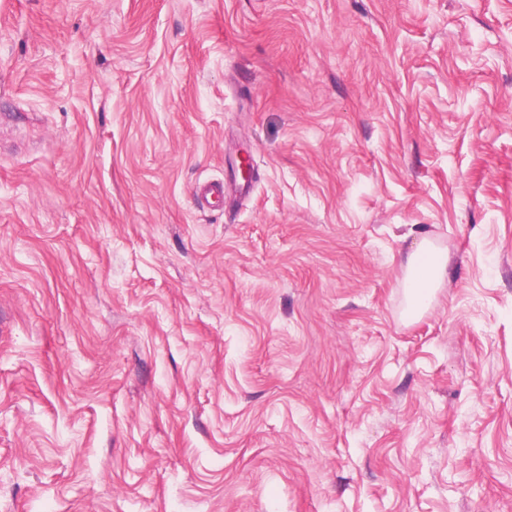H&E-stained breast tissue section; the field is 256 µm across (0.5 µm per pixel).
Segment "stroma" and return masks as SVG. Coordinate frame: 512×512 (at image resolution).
<instances>
[{
  "mask_svg": "<svg viewBox=\"0 0 512 512\" xmlns=\"http://www.w3.org/2000/svg\"><path fill=\"white\" fill-rule=\"evenodd\" d=\"M0 512H512V0H0ZM448 276V258L437 252L427 238H420L407 258L405 284L409 311L423 308L433 288Z\"/></svg>",
  "mask_w": 512,
  "mask_h": 512,
  "instance_id": "1",
  "label": "stroma"
}]
</instances>
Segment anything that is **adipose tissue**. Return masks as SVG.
Wrapping results in <instances>:
<instances>
[{"label":"adipose tissue","instance_id":"adipose-tissue-1","mask_svg":"<svg viewBox=\"0 0 512 512\" xmlns=\"http://www.w3.org/2000/svg\"><path fill=\"white\" fill-rule=\"evenodd\" d=\"M449 275L448 261L431 245L427 238H420L407 259L406 288L409 311L423 308L433 288Z\"/></svg>","mask_w":512,"mask_h":512}]
</instances>
